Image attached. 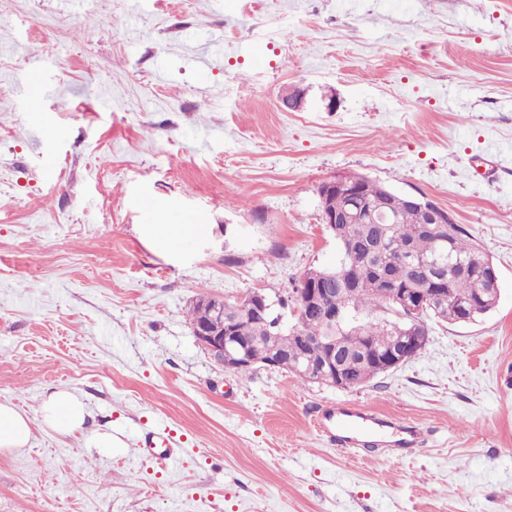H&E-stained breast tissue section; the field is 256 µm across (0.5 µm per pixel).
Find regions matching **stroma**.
I'll use <instances>...</instances> for the list:
<instances>
[{
  "instance_id": "1",
  "label": "stroma",
  "mask_w": 512,
  "mask_h": 512,
  "mask_svg": "<svg viewBox=\"0 0 512 512\" xmlns=\"http://www.w3.org/2000/svg\"><path fill=\"white\" fill-rule=\"evenodd\" d=\"M348 174L449 210L496 308L354 389L215 363L196 298L291 300L336 265L318 190ZM146 185L205 231L159 244ZM59 388L121 447L45 427ZM1 401L33 438L0 454V512H512V0H0ZM336 401L432 437L337 451ZM164 428L173 466L140 450Z\"/></svg>"
}]
</instances>
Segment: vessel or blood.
<instances>
[{
	"instance_id": "b4317fda",
	"label": "vessel or blood",
	"mask_w": 512,
	"mask_h": 512,
	"mask_svg": "<svg viewBox=\"0 0 512 512\" xmlns=\"http://www.w3.org/2000/svg\"><path fill=\"white\" fill-rule=\"evenodd\" d=\"M315 427L331 447L340 449L379 447L415 448L425 442L424 430L416 424L383 416L373 410L344 402L323 409ZM177 444L170 431L148 434L144 448L165 463L174 461Z\"/></svg>"
}]
</instances>
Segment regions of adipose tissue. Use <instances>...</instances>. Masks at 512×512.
<instances>
[{"mask_svg": "<svg viewBox=\"0 0 512 512\" xmlns=\"http://www.w3.org/2000/svg\"><path fill=\"white\" fill-rule=\"evenodd\" d=\"M41 415L44 424L58 434L69 436L84 433L86 443L97 448H116L120 445L111 433H85L88 411L85 404L69 390L57 389L47 394L41 404ZM31 439L32 429L27 414L11 403L0 402V451L28 447Z\"/></svg>", "mask_w": 512, "mask_h": 512, "instance_id": "obj_1", "label": "adipose tissue"}]
</instances>
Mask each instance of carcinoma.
I'll return each instance as SVG.
<instances>
[{"label":"carcinoma","mask_w":512,"mask_h":512,"mask_svg":"<svg viewBox=\"0 0 512 512\" xmlns=\"http://www.w3.org/2000/svg\"><path fill=\"white\" fill-rule=\"evenodd\" d=\"M389 193V189L370 180L362 183L361 198L366 207H379ZM393 207L398 211L394 224L336 225L335 239L342 255L350 249L353 239L369 237L379 231L384 234L385 248L378 263L364 262L356 268L353 263H348L347 279L353 284L347 287L338 277L332 291L326 295L327 306H338L358 319L360 330L350 337L351 343L368 344L382 351L389 350L398 336V329L414 321L422 327L429 319L458 322V302L472 298L475 289L485 286L480 269L485 255L463 225L437 224L432 231L421 232L418 230L420 212L409 206L407 199L394 197ZM435 268L444 274L440 284L445 289L444 296L418 316L407 312L398 315L390 296L370 286L375 277L384 272L401 288H424L427 275ZM224 316L234 320L237 336L259 346L270 341L278 342L281 349L288 352V364H293L302 356L297 343L281 334L277 317L273 316L268 323H263L247 299L234 303L224 312ZM293 325L307 336L324 335L321 318L317 315H297ZM340 363L344 374L360 386L377 377L372 361L357 353L345 354Z\"/></svg>","instance_id":"carcinoma-1"}]
</instances>
